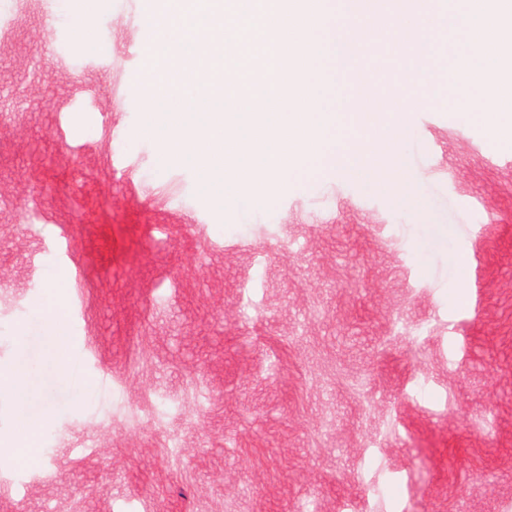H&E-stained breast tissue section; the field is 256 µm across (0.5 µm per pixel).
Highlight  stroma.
<instances>
[{"label": "stroma", "mask_w": 512, "mask_h": 512, "mask_svg": "<svg viewBox=\"0 0 512 512\" xmlns=\"http://www.w3.org/2000/svg\"><path fill=\"white\" fill-rule=\"evenodd\" d=\"M86 2L0 0V512H512V137L411 94L414 206L219 209L144 131L152 0L79 49ZM9 393L17 406H24L30 399V391L26 385L25 372L14 369L10 372L0 373V393Z\"/></svg>", "instance_id": "obj_1"}]
</instances>
